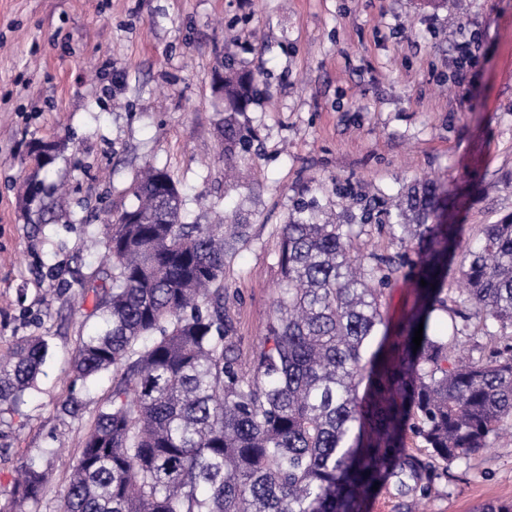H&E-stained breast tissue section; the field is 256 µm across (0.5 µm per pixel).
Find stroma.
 <instances>
[{"label":"stroma","instance_id":"stroma-1","mask_svg":"<svg viewBox=\"0 0 512 512\" xmlns=\"http://www.w3.org/2000/svg\"><path fill=\"white\" fill-rule=\"evenodd\" d=\"M474 66L459 80L456 46ZM255 79L238 126L250 141L224 165L218 63ZM61 144L50 210L26 200L30 142ZM168 171L191 220L236 214L246 233L224 286L243 354L257 348L280 286L277 232L297 202L347 224L395 210L437 181L448 221L476 240L512 218V0H0V351L42 336L49 354L19 409L0 406V507L24 464L49 469L55 512L111 375L73 380L110 216L135 203L144 165ZM361 254L400 255L381 312L411 309L419 253L366 225ZM75 399L77 415L62 410ZM426 512L512 502V434L454 462Z\"/></svg>","mask_w":512,"mask_h":512}]
</instances>
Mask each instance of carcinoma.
Returning a JSON list of instances; mask_svg holds the SVG:
<instances>
[{
	"label": "carcinoma",
	"instance_id": "carcinoma-1",
	"mask_svg": "<svg viewBox=\"0 0 512 512\" xmlns=\"http://www.w3.org/2000/svg\"><path fill=\"white\" fill-rule=\"evenodd\" d=\"M224 95L245 111L252 78L227 67ZM246 146L224 119V151ZM59 149L33 143L36 173H52ZM132 191L138 204L105 225V266L82 283L99 327L80 338L73 372L87 382L110 371L112 385L59 512H365L383 488L412 512L448 483V466L512 423V351L457 358L462 334L512 330V220L484 225L450 308L441 294L465 225L430 223L448 195L409 187L388 233L424 254L427 285L391 336L378 334L381 298L398 263L356 255L370 210L337 224L297 204L277 233L273 316L245 360L224 289L244 225L188 221L161 168L136 176ZM436 311L447 330L431 328ZM46 355L39 336L0 355V405L23 401ZM50 482L48 470L24 466L18 502L39 503Z\"/></svg>",
	"mask_w": 512,
	"mask_h": 512
}]
</instances>
